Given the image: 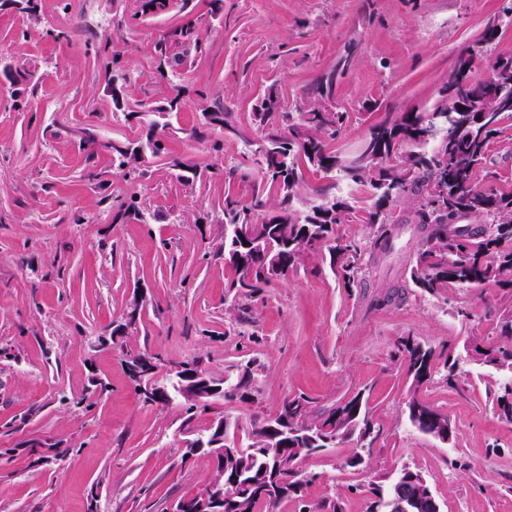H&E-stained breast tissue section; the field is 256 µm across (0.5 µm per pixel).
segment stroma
Returning <instances> with one entry per match:
<instances>
[{"label":"stroma","mask_w":512,"mask_h":512,"mask_svg":"<svg viewBox=\"0 0 512 512\" xmlns=\"http://www.w3.org/2000/svg\"><path fill=\"white\" fill-rule=\"evenodd\" d=\"M500 6L224 0L216 15L211 0H190L202 42L185 75L192 92L164 131L163 150L146 154L131 177L113 167L110 146L145 142L147 128L114 107L105 68L116 58L132 73L130 106L172 96L153 46L181 12L139 16L134 0H91L77 20L66 0H40L33 21L0 8V56L40 75L33 89L0 74V512H88L93 503L99 512H174L211 482L212 459L183 454L181 402H144L127 374L129 352L163 367L194 360L217 377L259 359L255 402L220 399L196 421L204 428L224 417L243 439L290 395L323 407L369 389L378 436L368 468L349 466L346 441L303 458L300 470L319 476L302 490L311 503L333 494L343 512H365L361 487L408 465L443 512H512V423L500 419L491 393L512 373L467 357L496 341L502 290L484 284L431 296L409 288L372 304L376 284L400 279L418 248L409 229L363 287L345 289L328 254H311L234 307L217 221L225 195L275 201L247 145L261 134L254 110L267 89L291 111L334 76V100L351 120L329 147L350 155L372 126L429 108L490 22L499 24L493 52L512 55V23ZM48 27L66 39H46ZM347 55L351 66L338 69ZM220 109L237 135L208 121ZM500 128L479 185L512 191V117ZM325 192L354 208L338 234L365 240L367 190L305 169L302 203ZM131 203L144 220L126 212ZM403 336L435 353L434 378L415 392L392 359ZM413 394L448 416L452 441L410 424Z\"/></svg>","instance_id":"stroma-1"}]
</instances>
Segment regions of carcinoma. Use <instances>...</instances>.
Wrapping results in <instances>:
<instances>
[{
  "mask_svg": "<svg viewBox=\"0 0 512 512\" xmlns=\"http://www.w3.org/2000/svg\"><path fill=\"white\" fill-rule=\"evenodd\" d=\"M12 10L35 19L39 0H0ZM172 0H138V13L163 15ZM196 20L189 14L182 22L162 33L154 45L160 75L179 78L190 65V50H199ZM466 63H457L444 85L437 90L436 101L428 112H402L395 118L370 129L356 152L343 157L329 149V141L344 129L350 112L330 100L334 79L319 83L317 92L325 101H317L294 112L285 111L272 90L264 96L254 112L255 120L264 128L255 141H248L256 157L257 172L263 187L275 192L277 202L264 221L252 225V239L245 243L237 235V226L250 223V212L266 206L262 196L247 207L236 197L224 196L219 217L224 224V261L233 271L227 282L228 294L241 298L257 292L272 279L286 276L306 254L327 249L330 265L343 286L352 288L361 281L363 272L374 268L394 248L395 241L408 224H414L424 235L403 278L404 287L422 293L439 295L450 288L493 284L512 296V192L492 188L479 189L476 181L486 161L489 143L500 133L503 117L512 113V104L490 98L488 106H499L497 112L479 115L462 111L467 92H457L451 100L448 88L461 82L479 86L495 75L512 71V55L489 54L486 74L472 73L473 50L459 55ZM128 72L114 66L108 77L115 108L125 107L124 88ZM177 93L166 103L148 110H130L129 116L153 117L152 131L166 128L160 123L165 116L178 111L185 87L175 85ZM401 144L412 147L414 167H401ZM156 154L163 150L160 137L147 136V143L112 145V164L129 175L144 162L146 150ZM330 177H337L372 193V204L365 210L368 241L361 243L336 232V225L351 218L354 207L334 195L324 194L304 210L295 207L302 182L299 160ZM410 200L406 217L395 219L391 202ZM473 357L483 364H496L512 371V305L500 318L499 343L473 349ZM392 359L407 369L411 386L418 388L430 381L436 364L433 350L415 343L396 347ZM261 370L257 361H249L237 373L223 377L224 399L249 401L256 391L255 373ZM185 434L203 437L209 429L194 426L196 417L210 408L208 400H184ZM496 403L501 419L512 423V391L496 384ZM408 418L420 432L436 437L439 411L417 399L407 405ZM278 418L288 425L302 428V435L288 436V443L269 442L260 437L266 425L256 426L241 443L242 457L228 459L224 473L215 480L224 481V512H272L283 501L296 498L300 512H342L338 501L331 498L311 509L303 501L302 489L317 479L315 474L300 471L288 475L283 483L269 473L268 481L246 503L234 494V484H242L262 471L273 469V460L286 448L302 449L299 457L333 448L346 439L359 451L349 465H363L362 449L371 447L374 425L369 418L367 397L360 390L329 408H316L315 401L304 393L284 399ZM408 472L402 470L387 486L371 484L365 512H391L392 502L408 493Z\"/></svg>",
  "mask_w": 512,
  "mask_h": 512,
  "instance_id": "1",
  "label": "carcinoma"
}]
</instances>
